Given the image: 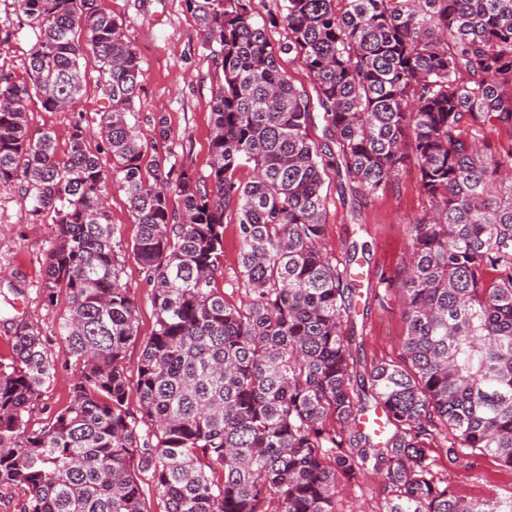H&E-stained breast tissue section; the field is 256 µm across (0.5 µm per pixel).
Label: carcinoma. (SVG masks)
Wrapping results in <instances>:
<instances>
[{
  "label": "carcinoma",
  "instance_id": "1",
  "mask_svg": "<svg viewBox=\"0 0 512 512\" xmlns=\"http://www.w3.org/2000/svg\"><path fill=\"white\" fill-rule=\"evenodd\" d=\"M14 3L36 42L28 80L0 71V192H21L30 219L55 226L43 291L69 295L59 331L78 373L68 404L34 427L57 358L15 325L0 355V490L22 512H147L148 471L167 512H336L339 478L372 472L380 512H512V496L441 485L430 454L435 442L450 465L491 456L512 471V145L484 140L512 135V0H276L275 45L253 0H186L223 73L205 181L148 152L129 122L143 71L121 20L97 0ZM285 58L314 95L288 80ZM90 91L110 171L81 117L63 157L51 132H29L32 100L55 112ZM317 109L324 144L309 134ZM408 163L427 206L408 256L380 278L399 291L405 332L397 359L362 374L356 255L320 248L324 174L367 197ZM112 182L151 287L144 340L104 205ZM229 211L238 304L219 285ZM137 342L136 416L124 358ZM372 410L379 434L361 425Z\"/></svg>",
  "mask_w": 512,
  "mask_h": 512
}]
</instances>
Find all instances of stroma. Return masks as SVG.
I'll list each match as a JSON object with an SVG mask.
<instances>
[{
	"mask_svg": "<svg viewBox=\"0 0 512 512\" xmlns=\"http://www.w3.org/2000/svg\"><path fill=\"white\" fill-rule=\"evenodd\" d=\"M106 12L120 18L140 57L145 77L134 102L132 121L144 142H158L157 123L168 130L167 148L176 163L191 165L197 175H208L210 115L212 94L222 71L201 47V38L185 0H99ZM0 29L8 31V41L0 44V70L14 80L27 77L28 52L35 42L15 8L14 0H0ZM101 108L96 96L89 95L72 110L47 112L37 102L29 104V130L32 135L52 131L59 150H67L69 131L77 115L94 125ZM324 191L328 198L324 252L343 256L352 244L365 245L358 269L374 293H359L354 299L355 355L360 368L380 360L397 358L405 331L395 289L379 285L381 276L392 275L407 254V224L424 210L426 199L416 179L414 165H407L399 180L367 200L351 196L341 178L328 174ZM27 204L16 192L0 194V270L16 276L21 290L14 308L0 321V355L7 353L14 335L13 325L23 321L37 329L51 353L59 360L56 372L43 396L45 409L67 405L76 377L74 364L62 360L63 342L58 332L70 310L66 293L47 297L43 282L54 229L49 224L26 220ZM107 207L112 223L121 236L118 253L121 282L135 298L139 334L150 336L155 323L151 291L141 275L131 244L137 234L126 197L117 186H110ZM44 409V411H45ZM44 411L34 413L36 425L45 422ZM441 478L457 493L476 499L512 495V473L490 457L465 458L442 469ZM336 512H379L373 478L342 480Z\"/></svg>",
	"mask_w": 512,
	"mask_h": 512,
	"instance_id": "1",
	"label": "stroma"
}]
</instances>
